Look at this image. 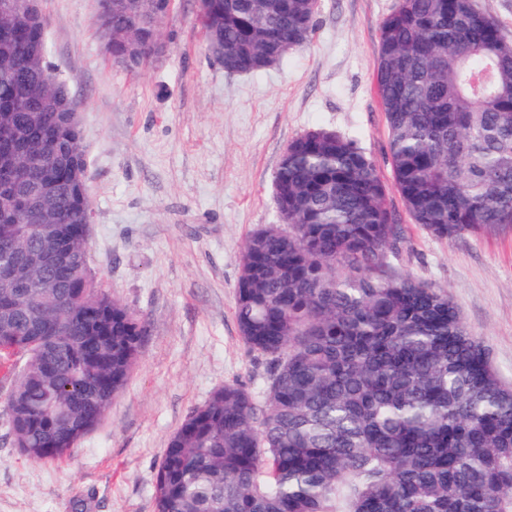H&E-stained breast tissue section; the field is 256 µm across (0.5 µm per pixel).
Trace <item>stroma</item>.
Here are the masks:
<instances>
[{"label": "stroma", "mask_w": 512, "mask_h": 512, "mask_svg": "<svg viewBox=\"0 0 512 512\" xmlns=\"http://www.w3.org/2000/svg\"><path fill=\"white\" fill-rule=\"evenodd\" d=\"M395 0H321L306 48L255 74L206 51L198 0H174L168 50L137 71L103 51L98 0H40L49 59L80 103L89 265L147 328L125 391L71 455H21L0 406V512H155L157 466L189 412L224 384H262L234 317L246 237L279 221L272 183L288 143L321 126L357 140L391 181L376 90L379 24ZM405 242L388 260L447 289L512 387V226L439 239L396 192Z\"/></svg>", "instance_id": "obj_1"}]
</instances>
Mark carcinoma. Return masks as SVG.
Segmentation results:
<instances>
[{"label": "carcinoma", "mask_w": 512, "mask_h": 512, "mask_svg": "<svg viewBox=\"0 0 512 512\" xmlns=\"http://www.w3.org/2000/svg\"><path fill=\"white\" fill-rule=\"evenodd\" d=\"M173 0L132 22L112 7L106 53L131 70L150 56ZM318 0H211L207 49L262 71L281 42L308 46ZM50 66L45 32L0 33V125L36 102ZM377 91L394 188L441 239L512 224V42L475 0H397L379 26ZM57 223L3 206L0 358L23 362L3 402L33 462L71 454L124 391L145 326L101 288L88 261L92 219L80 132L46 109L0 138V163L48 152ZM388 186L358 143L313 128L274 176L283 224L244 243L235 317L263 366L259 391L231 383L171 436L155 477L156 512H512V388L448 291L396 275L403 242Z\"/></svg>", "instance_id": "obj_1"}]
</instances>
